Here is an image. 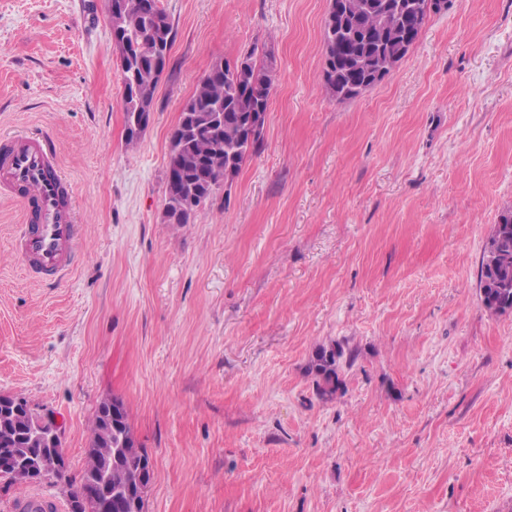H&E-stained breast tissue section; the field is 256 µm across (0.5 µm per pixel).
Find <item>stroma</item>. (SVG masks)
Returning <instances> with one entry per match:
<instances>
[{
  "label": "stroma",
  "instance_id": "1",
  "mask_svg": "<svg viewBox=\"0 0 512 512\" xmlns=\"http://www.w3.org/2000/svg\"><path fill=\"white\" fill-rule=\"evenodd\" d=\"M93 0H0V136L49 131L80 260L23 271L0 199V394L64 424L79 485L99 403L153 464L146 512H512V313L479 300L512 208V0H448L382 82L326 91L330 0H161L174 26L127 146ZM274 56L261 151L190 224L161 221L169 137L199 78ZM356 358L331 400L309 362Z\"/></svg>",
  "mask_w": 512,
  "mask_h": 512
}]
</instances>
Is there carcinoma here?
<instances>
[{
	"label": "carcinoma",
	"instance_id": "obj_1",
	"mask_svg": "<svg viewBox=\"0 0 512 512\" xmlns=\"http://www.w3.org/2000/svg\"><path fill=\"white\" fill-rule=\"evenodd\" d=\"M438 0H331L324 20L323 82L332 97L350 100L384 80L419 39ZM142 63L122 67L123 86L136 85L137 97L121 95L123 112H150L166 68L152 59L172 45L173 25L160 0H126L121 13L109 16ZM276 77L271 53L252 49L242 59L215 64L185 102L169 138L164 219L188 224L215 191L232 180L245 160L259 152ZM485 310L500 315L512 308V210L503 211L488 235L478 280ZM353 354L340 344L321 345L310 364L316 393L332 399L340 389L339 371ZM86 467L68 502L92 485L100 461L108 459L105 512H145L141 490L152 475L147 452L137 442L128 409L118 397L103 399L91 424ZM54 433L53 422L20 396L0 395V455H38Z\"/></svg>",
	"mask_w": 512,
	"mask_h": 512
}]
</instances>
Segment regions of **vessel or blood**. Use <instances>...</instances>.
Instances as JSON below:
<instances>
[{
	"mask_svg": "<svg viewBox=\"0 0 512 512\" xmlns=\"http://www.w3.org/2000/svg\"><path fill=\"white\" fill-rule=\"evenodd\" d=\"M0 197L18 202L24 223L13 250L29 277L67 278L78 262L81 226L72 185L62 172L54 139L42 130L0 138ZM43 493L18 498L12 512H59Z\"/></svg>",
	"mask_w": 512,
	"mask_h": 512,
	"instance_id": "1",
	"label": "vessel or blood"
}]
</instances>
